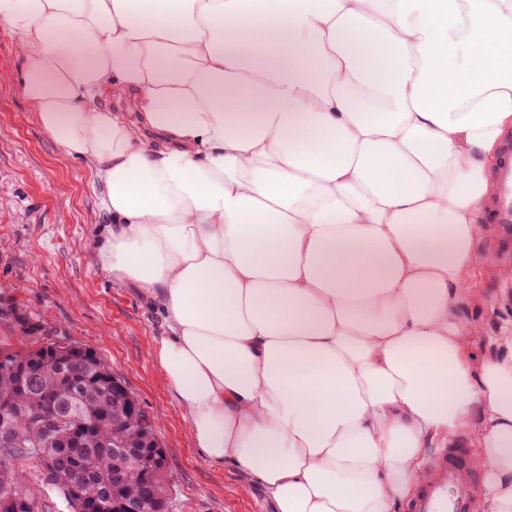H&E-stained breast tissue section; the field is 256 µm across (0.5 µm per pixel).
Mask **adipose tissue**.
I'll list each match as a JSON object with an SVG mask.
<instances>
[{
  "mask_svg": "<svg viewBox=\"0 0 512 512\" xmlns=\"http://www.w3.org/2000/svg\"><path fill=\"white\" fill-rule=\"evenodd\" d=\"M0 31L206 461L274 512H394L466 440L512 512V323L478 356L462 308L512 0H0Z\"/></svg>",
  "mask_w": 512,
  "mask_h": 512,
  "instance_id": "adipose-tissue-1",
  "label": "adipose tissue"
}]
</instances>
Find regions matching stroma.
Masks as SVG:
<instances>
[{
  "label": "stroma",
  "instance_id": "obj_1",
  "mask_svg": "<svg viewBox=\"0 0 512 512\" xmlns=\"http://www.w3.org/2000/svg\"><path fill=\"white\" fill-rule=\"evenodd\" d=\"M20 42L0 31V298L95 349L150 416L167 457L172 512H273L265 491L233 462L199 454L190 424L161 378L152 346L160 312L137 285L106 273L97 241L109 216L89 168L42 129L20 91ZM495 234L477 241V302L483 339L512 322V243L493 259Z\"/></svg>",
  "mask_w": 512,
  "mask_h": 512
}]
</instances>
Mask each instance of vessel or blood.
Returning <instances> with one entry per match:
<instances>
[{"mask_svg":"<svg viewBox=\"0 0 512 512\" xmlns=\"http://www.w3.org/2000/svg\"><path fill=\"white\" fill-rule=\"evenodd\" d=\"M497 192L490 220L501 239L512 240V143L504 149V160L496 174ZM478 483L464 442L436 449L425 479L407 512H475Z\"/></svg>","mask_w":512,"mask_h":512,"instance_id":"b4317fda","label":"vessel or blood"}]
</instances>
